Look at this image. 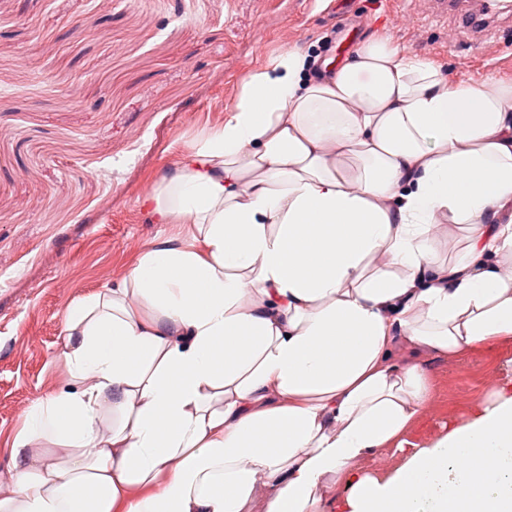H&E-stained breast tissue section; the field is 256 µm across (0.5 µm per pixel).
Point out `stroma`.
<instances>
[{"instance_id": "obj_1", "label": "stroma", "mask_w": 512, "mask_h": 512, "mask_svg": "<svg viewBox=\"0 0 512 512\" xmlns=\"http://www.w3.org/2000/svg\"><path fill=\"white\" fill-rule=\"evenodd\" d=\"M388 37L453 81L512 84V23L474 43L411 0H0V481L40 396L68 386L61 329L154 239H191L138 203L197 132L223 122L247 70L293 49L326 59ZM429 447L512 393V340L427 363Z\"/></svg>"}]
</instances>
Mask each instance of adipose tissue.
<instances>
[{"label": "adipose tissue", "mask_w": 512, "mask_h": 512, "mask_svg": "<svg viewBox=\"0 0 512 512\" xmlns=\"http://www.w3.org/2000/svg\"><path fill=\"white\" fill-rule=\"evenodd\" d=\"M311 66L249 69L143 191L192 240L70 305L74 388L26 411L0 512H324L340 487L345 512H512V396L405 439L426 357L512 339V86L385 38ZM460 229L464 257L432 261Z\"/></svg>", "instance_id": "ef3b65f1"}]
</instances>
